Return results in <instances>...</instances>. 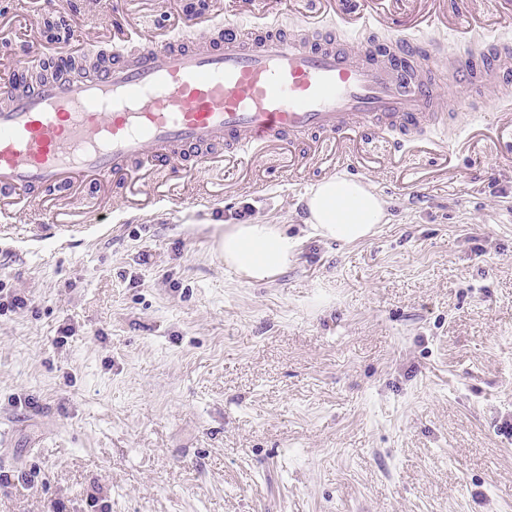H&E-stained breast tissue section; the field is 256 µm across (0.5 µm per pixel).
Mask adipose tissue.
I'll return each instance as SVG.
<instances>
[{
	"mask_svg": "<svg viewBox=\"0 0 512 512\" xmlns=\"http://www.w3.org/2000/svg\"><path fill=\"white\" fill-rule=\"evenodd\" d=\"M305 224L318 236L352 244L373 236L387 223L385 199L369 183L336 174L312 185L303 197ZM226 269L264 282L288 267L297 242L279 225L228 224L219 244Z\"/></svg>",
	"mask_w": 512,
	"mask_h": 512,
	"instance_id": "1",
	"label": "adipose tissue"
}]
</instances>
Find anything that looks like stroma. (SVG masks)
<instances>
[{
  "label": "stroma",
  "instance_id": "stroma-1",
  "mask_svg": "<svg viewBox=\"0 0 512 512\" xmlns=\"http://www.w3.org/2000/svg\"><path fill=\"white\" fill-rule=\"evenodd\" d=\"M367 34L323 19L337 39L380 46L426 39L404 0ZM475 39L512 46L505 0H447ZM318 0H0V72L27 28L63 18L76 56L109 55L112 23L224 21L241 35L296 33ZM477 87L440 100L441 120L401 137L360 128V155L404 142L406 174L360 175L332 157L288 173V150L262 151L252 177L223 168L178 184L181 208L46 240L39 202L0 230V512H512V139L483 142L445 170L420 143H455L508 110ZM363 177L389 223L345 245L312 234L301 199L324 177ZM233 196H224L225 183ZM279 225L296 258L269 281L224 268V227ZM31 298L10 310L14 295ZM65 345H57L61 330Z\"/></svg>",
  "mask_w": 512,
  "mask_h": 512
}]
</instances>
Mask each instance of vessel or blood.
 <instances>
[{
    "label": "vessel or blood",
    "mask_w": 512,
    "mask_h": 512,
    "mask_svg": "<svg viewBox=\"0 0 512 512\" xmlns=\"http://www.w3.org/2000/svg\"><path fill=\"white\" fill-rule=\"evenodd\" d=\"M431 32L449 29L465 54L448 63L450 87L512 86V46L471 39L449 22L445 0H414ZM137 52H124L131 41ZM119 49L88 70L58 66L44 80L14 73L0 83V219L15 203H50L56 188L118 178L126 212L177 206L165 194L143 196L155 167L216 161L230 147L242 166L248 150L272 142L293 146L316 137L331 150L357 126L408 127L436 119L440 86L432 76V43H401L385 56L362 47L270 33L245 41L225 23L218 41L156 43L116 26Z\"/></svg>",
    "instance_id": "vessel-or-blood-1"
}]
</instances>
